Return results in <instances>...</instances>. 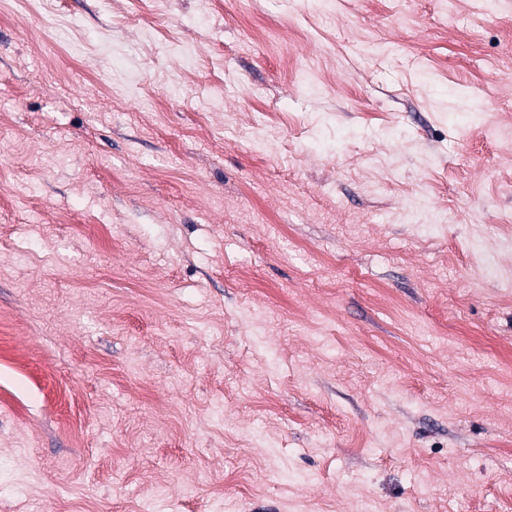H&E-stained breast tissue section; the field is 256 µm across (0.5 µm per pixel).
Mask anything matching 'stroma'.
Wrapping results in <instances>:
<instances>
[{
    "instance_id": "stroma-1",
    "label": "stroma",
    "mask_w": 512,
    "mask_h": 512,
    "mask_svg": "<svg viewBox=\"0 0 512 512\" xmlns=\"http://www.w3.org/2000/svg\"><path fill=\"white\" fill-rule=\"evenodd\" d=\"M0 512H512V0H0Z\"/></svg>"
}]
</instances>
